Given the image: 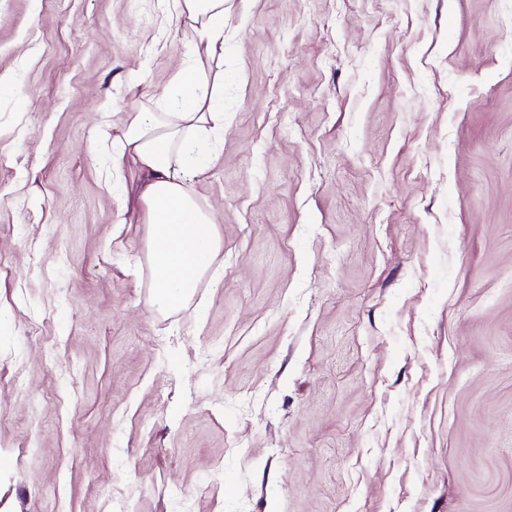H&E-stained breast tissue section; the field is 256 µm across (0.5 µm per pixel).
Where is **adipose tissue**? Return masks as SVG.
Wrapping results in <instances>:
<instances>
[{
    "mask_svg": "<svg viewBox=\"0 0 512 512\" xmlns=\"http://www.w3.org/2000/svg\"><path fill=\"white\" fill-rule=\"evenodd\" d=\"M169 18L187 21L197 59H223L224 0H173ZM167 106L128 114L113 162L137 168L143 178L139 197L150 224L155 280L151 303L171 308L190 298L222 247L220 232L196 207L188 186L213 159L208 141L189 133L223 129L224 109L197 65L180 74Z\"/></svg>",
    "mask_w": 512,
    "mask_h": 512,
    "instance_id": "adipose-tissue-1",
    "label": "adipose tissue"
}]
</instances>
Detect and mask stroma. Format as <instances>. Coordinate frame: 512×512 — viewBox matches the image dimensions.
<instances>
[{"label": "stroma", "instance_id": "stroma-1", "mask_svg": "<svg viewBox=\"0 0 512 512\" xmlns=\"http://www.w3.org/2000/svg\"><path fill=\"white\" fill-rule=\"evenodd\" d=\"M166 0H0V512H512V0H224L222 249L150 303L103 134Z\"/></svg>", "mask_w": 512, "mask_h": 512}]
</instances>
